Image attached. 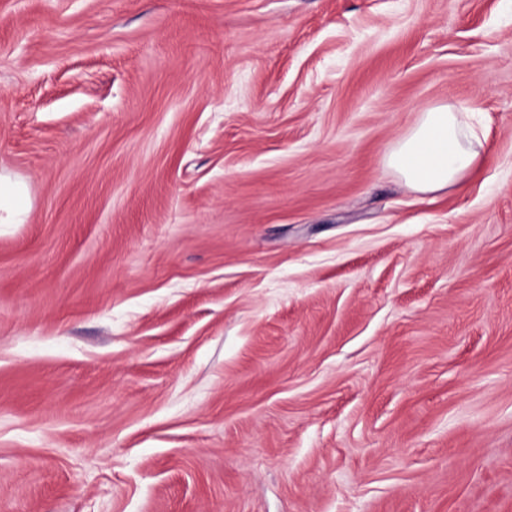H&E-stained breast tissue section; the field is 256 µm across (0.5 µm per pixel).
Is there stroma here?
Here are the masks:
<instances>
[{
  "instance_id": "stroma-1",
  "label": "stroma",
  "mask_w": 512,
  "mask_h": 512,
  "mask_svg": "<svg viewBox=\"0 0 512 512\" xmlns=\"http://www.w3.org/2000/svg\"><path fill=\"white\" fill-rule=\"evenodd\" d=\"M0 169V512H512V0H0ZM459 114L450 106L423 112L392 150L389 162L410 188L430 192L458 186L474 169L482 143ZM31 209L26 185L0 174V224H24Z\"/></svg>"
}]
</instances>
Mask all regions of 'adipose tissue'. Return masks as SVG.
<instances>
[{
  "label": "adipose tissue",
  "mask_w": 512,
  "mask_h": 512,
  "mask_svg": "<svg viewBox=\"0 0 512 512\" xmlns=\"http://www.w3.org/2000/svg\"><path fill=\"white\" fill-rule=\"evenodd\" d=\"M481 145L458 112L438 106L422 113L410 133L397 143L389 162L415 190L430 192L460 185L474 169ZM32 201L26 185L0 174V224H22Z\"/></svg>",
  "instance_id": "1"
}]
</instances>
